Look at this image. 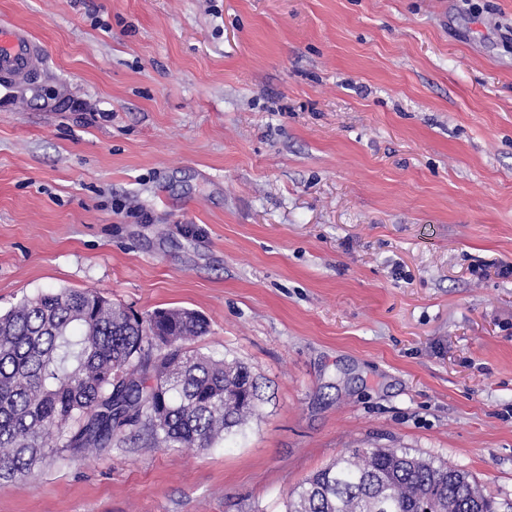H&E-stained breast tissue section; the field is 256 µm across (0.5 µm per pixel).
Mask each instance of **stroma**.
I'll return each instance as SVG.
<instances>
[{
	"label": "stroma",
	"instance_id": "1",
	"mask_svg": "<svg viewBox=\"0 0 512 512\" xmlns=\"http://www.w3.org/2000/svg\"><path fill=\"white\" fill-rule=\"evenodd\" d=\"M0 313L187 308L256 412L140 427L0 482V512H286L351 448L512 504V0H0ZM42 53L43 46L21 25L0 23V77L4 81L28 78L34 59Z\"/></svg>",
	"mask_w": 512,
	"mask_h": 512
}]
</instances>
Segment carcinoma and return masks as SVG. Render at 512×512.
Wrapping results in <instances>:
<instances>
[{"mask_svg":"<svg viewBox=\"0 0 512 512\" xmlns=\"http://www.w3.org/2000/svg\"><path fill=\"white\" fill-rule=\"evenodd\" d=\"M188 309L130 316L96 291L61 289L0 315V480L49 456L109 448L140 425L154 446L214 447L255 411L237 361L186 347ZM496 512L472 476L396 448H355L288 494L287 512Z\"/></svg>","mask_w":512,"mask_h":512,"instance_id":"obj_1","label":"carcinoma"}]
</instances>
